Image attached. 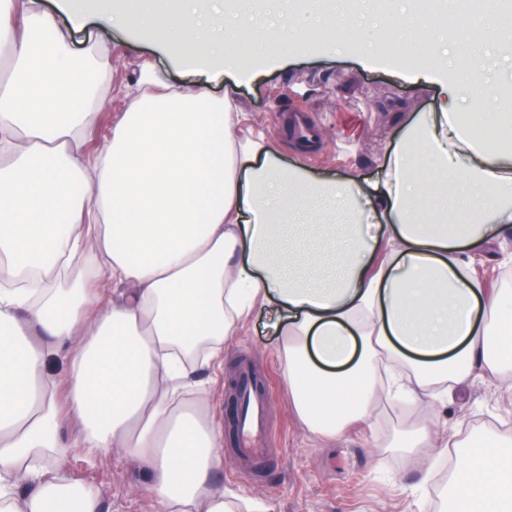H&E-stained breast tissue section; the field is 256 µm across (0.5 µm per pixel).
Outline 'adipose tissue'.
<instances>
[{
  "label": "adipose tissue",
  "mask_w": 512,
  "mask_h": 512,
  "mask_svg": "<svg viewBox=\"0 0 512 512\" xmlns=\"http://www.w3.org/2000/svg\"><path fill=\"white\" fill-rule=\"evenodd\" d=\"M72 25L146 27L210 82L238 31L305 52L338 45L347 5L310 30L279 0H181L177 22L145 0H59ZM0 512H102L101 494L45 461L124 449L159 512H273L227 490L211 386L224 341L261 309L277 318L296 418L328 441L370 422L409 382L423 404L472 377L512 390V289L485 288L466 257L512 234V144L469 138L464 101L494 96L482 40L468 76L412 70L437 108L396 116L375 179L284 163L232 88L169 85L143 61L108 145L88 147L109 89L99 44L75 50L42 0L0 13ZM452 512H512V439L452 437ZM494 461L486 471L484 460Z\"/></svg>",
  "instance_id": "adipose-tissue-1"
}]
</instances>
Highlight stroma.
I'll list each match as a JSON object with an SVG mask.
<instances>
[{
	"label": "stroma",
	"instance_id": "obj_1",
	"mask_svg": "<svg viewBox=\"0 0 512 512\" xmlns=\"http://www.w3.org/2000/svg\"><path fill=\"white\" fill-rule=\"evenodd\" d=\"M348 49L322 61L317 48L294 57L268 47L256 56V73L240 72L232 83L242 109L275 140L284 160L302 158L310 171H343L345 147L354 145L363 161V175L374 178V159L382 157L398 132L388 109L403 102L408 114L430 112L434 92L399 76L398 68L360 62L359 46L369 34L348 29ZM77 49L104 41L108 48L112 84L132 82L141 60L151 61L165 80L177 88L194 87L195 72L180 65L177 50L154 48L147 31L101 33L94 26L73 31ZM512 253V237L475 252L474 266L488 287L503 288V267ZM274 314L262 312L237 336L224 343V375L253 370L264 384L271 446L249 463H242L233 447V422L238 411L223 393L215 403L224 423V469L219 481L226 488L272 502L276 512H400V488L414 490L433 507H441L438 480L423 482V462H404L391 443L406 424L434 415L435 431L459 426L471 431H512V399L494 392L482 381L470 383L452 400L434 399L430 410L378 408L362 434L343 443L324 442L296 422L281 380V342L272 331ZM74 481L99 490L103 512H155L147 492V477L122 449L91 456L72 448L53 461Z\"/></svg>",
	"mask_w": 512,
	"mask_h": 512
}]
</instances>
